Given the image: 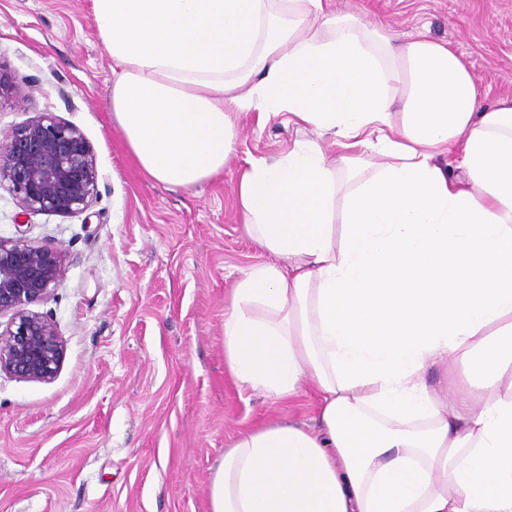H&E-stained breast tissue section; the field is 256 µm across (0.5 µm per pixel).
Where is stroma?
Returning a JSON list of instances; mask_svg holds the SVG:
<instances>
[{
  "mask_svg": "<svg viewBox=\"0 0 512 512\" xmlns=\"http://www.w3.org/2000/svg\"><path fill=\"white\" fill-rule=\"evenodd\" d=\"M338 14L448 43L485 104L512 98V0H333ZM0 68L22 101L0 137L50 112L89 141L98 194L79 214H21L0 190V237L50 243L68 273L39 312L65 345L49 382L0 375V512H207L211 477L240 432L313 422L305 391L275 401L224 366V310L242 272L271 257L246 234L240 170L315 137L287 113L237 116L221 176L188 188L131 160L109 105L112 62L91 0H0Z\"/></svg>",
  "mask_w": 512,
  "mask_h": 512,
  "instance_id": "1",
  "label": "stroma"
}]
</instances>
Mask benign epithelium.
Wrapping results in <instances>:
<instances>
[{"label":"benign epithelium","mask_w":512,"mask_h":512,"mask_svg":"<svg viewBox=\"0 0 512 512\" xmlns=\"http://www.w3.org/2000/svg\"><path fill=\"white\" fill-rule=\"evenodd\" d=\"M20 97L19 83L0 68V101ZM98 172L78 127L42 112L0 140V189L12 193L24 215L74 214L97 196ZM67 275L60 249L24 238H0V372L51 381L64 345L53 320L30 306L46 301Z\"/></svg>","instance_id":"obj_1"}]
</instances>
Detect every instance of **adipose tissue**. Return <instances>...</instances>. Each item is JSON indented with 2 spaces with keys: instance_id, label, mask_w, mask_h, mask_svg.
I'll list each match as a JSON object with an SVG mask.
<instances>
[{
  "instance_id": "obj_1",
  "label": "adipose tissue",
  "mask_w": 512,
  "mask_h": 512,
  "mask_svg": "<svg viewBox=\"0 0 512 512\" xmlns=\"http://www.w3.org/2000/svg\"><path fill=\"white\" fill-rule=\"evenodd\" d=\"M92 11L151 179L219 175L243 113L335 136V156L310 139L239 174L244 228L274 260L232 290L224 364L274 400L312 389L318 426L240 433L209 512H512V100L485 105L448 44L331 0Z\"/></svg>"
}]
</instances>
